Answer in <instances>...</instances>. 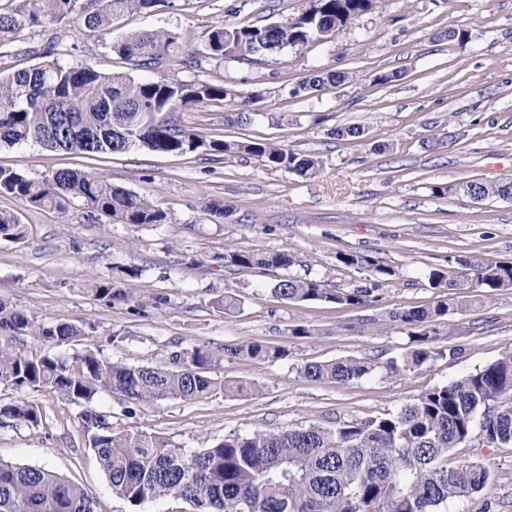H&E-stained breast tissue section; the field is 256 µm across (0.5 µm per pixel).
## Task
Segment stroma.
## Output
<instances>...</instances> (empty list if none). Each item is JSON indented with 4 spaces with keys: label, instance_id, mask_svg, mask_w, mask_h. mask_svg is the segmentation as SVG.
Instances as JSON below:
<instances>
[{
    "label": "stroma",
    "instance_id": "35a3bbf8",
    "mask_svg": "<svg viewBox=\"0 0 512 512\" xmlns=\"http://www.w3.org/2000/svg\"><path fill=\"white\" fill-rule=\"evenodd\" d=\"M309 6L310 0H169L125 15L106 34L50 25L23 31L0 48L5 73L35 64L34 48L54 39L68 47L70 62L126 73L130 67L112 53L113 41L130 32L176 31L182 55L195 62L165 67L163 77L220 82L227 90L224 100L178 113L180 124L207 138L268 139L323 160L319 177L305 180L255 157L214 163L200 152L136 149L86 159L34 142L0 146V167L36 178L63 167L93 171L149 195L167 215L163 224H111L76 204L64 211L33 208L0 194V211L19 215L26 226L22 242L0 241V298L37 320L83 327L85 336L65 353L92 347L114 362L165 366L171 351L193 344L260 342L289 351L276 362L236 359L212 368L218 379L259 383L256 396L220 392L136 408L118 394L95 398L90 406L108 414L114 430L160 435L194 451L229 434L385 417L512 349V291L451 316L439 327L440 356L408 372L389 369L411 349L406 331L380 319L434 301L433 271L456 275L465 261H512V200L474 203L432 193L465 179L512 182V0H379L352 25L300 51L253 63L207 54L216 24L284 23ZM457 27L469 33L466 46L446 37ZM314 70L349 78L297 92L299 79ZM390 71L400 80L378 83ZM233 112L250 114L251 123L225 124ZM353 124L366 129V139L332 136V129ZM378 141L390 150L375 152ZM213 202L224 205V217L206 211ZM233 245L290 254L293 273H311L335 288L369 283L366 270L338 262L342 252L370 255L394 274L369 308L286 303L266 288L274 271L217 264V255ZM133 265L141 276L122 286L143 300L142 309L94 296L96 278ZM225 293L242 297L237 312L213 308ZM158 294L165 304H152ZM297 325L318 334L293 338L289 331ZM451 346L457 355L444 356ZM341 358L367 359L378 368L346 385L311 382L298 372L307 361ZM37 402L43 424L0 428V459L56 471L87 489L97 512H129L86 445L79 415L87 405L53 394ZM469 460L484 463L492 483L483 496L449 503L447 512H481L487 498L493 512H512V446L487 447L475 438L449 449L444 462L454 467Z\"/></svg>",
    "mask_w": 512,
    "mask_h": 512
}]
</instances>
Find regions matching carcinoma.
<instances>
[{"label": "carcinoma", "instance_id": "carcinoma-1", "mask_svg": "<svg viewBox=\"0 0 512 512\" xmlns=\"http://www.w3.org/2000/svg\"><path fill=\"white\" fill-rule=\"evenodd\" d=\"M0 11V46L26 28L75 26L87 33L112 31V25L130 12H150L167 0H12ZM378 0H312L311 8L285 23L215 25L208 36V54L217 59L278 55L300 50L329 31L353 23L376 8ZM112 51L134 71L153 73L181 49L173 31L132 32L111 44ZM40 61L0 76V143L8 146L35 141L53 151L87 156L145 149L184 155L199 150L226 157H257L270 169H285L311 179L323 161L313 154L296 153L262 139H207L179 126L174 116L188 108L222 101V83L141 78L130 73L108 75L92 63L63 60L61 43L51 41L34 50ZM346 73L316 72L297 84H339ZM341 140H360L359 125L337 127ZM23 205L62 211L78 201L93 216L112 224H162L167 214L145 195L117 187L102 176L70 168L34 178L0 167V193ZM439 196L472 199H512V183L466 180L434 188ZM25 227L18 215L0 213V240L19 243ZM224 267L284 269L271 288L286 302L324 300L344 308L369 307L378 301L380 282L394 271L372 257L343 253L339 262L369 272L373 284L360 288H330L321 279L288 272L291 255L250 246L227 248L219 256ZM141 275L137 266L98 278L92 292L109 304L128 302L121 281ZM441 289L426 307L394 309L383 321L407 331L410 352L395 371H411L437 355L455 353L436 348L435 325L451 315H465L512 289V263L495 260L469 265L454 278L441 271L429 276ZM220 312L240 308L237 295L212 301ZM79 326L38 322L0 300V384L13 387L21 398L0 405V427L43 423L40 406L29 396L61 394L73 401H92L102 394H119L134 405L169 399L198 401L217 392L242 394L259 391L255 384L223 381L211 369L226 358L269 361L289 356L282 346L244 342L214 350L200 344L171 353V365L127 366L87 349L69 356L52 350L28 354L10 343L15 336L61 347L83 335ZM377 365L356 358L303 363L298 371L313 382L340 385L372 375ZM80 421L88 447L97 456L112 492L125 500L131 512L150 500L175 498L192 512H444L448 503L484 492L491 480L480 461L454 468L442 463L448 449L477 435L490 444L512 445V351L475 371L431 388L415 401L387 417L338 421L334 426L276 428L248 435L231 434L207 448L185 451L168 439L139 431L112 430L101 412L87 408ZM0 512H96L95 500L83 487L43 466L0 460Z\"/></svg>", "mask_w": 512, "mask_h": 512}]
</instances>
